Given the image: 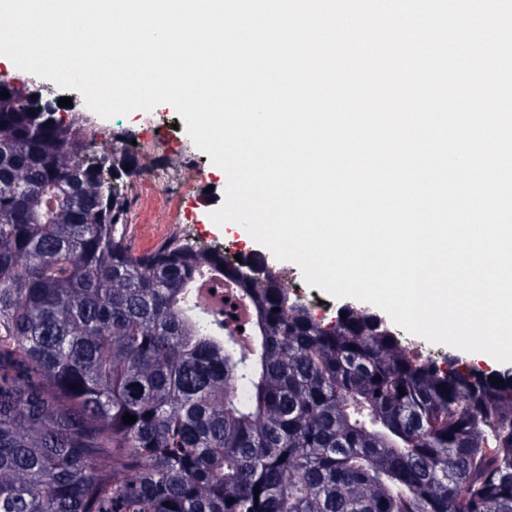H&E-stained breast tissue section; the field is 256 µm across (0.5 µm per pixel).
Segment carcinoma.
<instances>
[{"mask_svg":"<svg viewBox=\"0 0 512 512\" xmlns=\"http://www.w3.org/2000/svg\"><path fill=\"white\" fill-rule=\"evenodd\" d=\"M5 90L0 512H512L511 370L358 306L319 320L257 252L131 254L132 135L105 155L75 106ZM211 271L246 335L194 304ZM400 329L402 331L401 336L403 338L404 345L414 351L420 352V351H424V350H430L436 354L451 352V353L456 354L464 359H467L470 362H475L481 368L487 369V370H490V369L503 370V369L512 368V363H500V362L496 361L491 356H488V357L474 356L468 352H465L463 350H460V349L452 347V346H448V345H444V344H433L420 336L407 333L402 328H400Z\"/></svg>","mask_w":512,"mask_h":512,"instance_id":"cac0c4a2","label":"carcinoma"}]
</instances>
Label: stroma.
I'll return each mask as SVG.
<instances>
[{
  "label": "stroma",
  "instance_id": "obj_1",
  "mask_svg": "<svg viewBox=\"0 0 512 512\" xmlns=\"http://www.w3.org/2000/svg\"><path fill=\"white\" fill-rule=\"evenodd\" d=\"M185 125V120L170 104L162 103L149 112L137 109L109 119L95 118L93 134L100 143L111 141L113 133L120 131L129 132L139 142L147 139L162 142L160 152L140 155L139 172L125 181L128 197L140 204L144 223L153 221L149 203L156 188L150 181L151 171L166 169L170 174H178L181 161L186 159L198 168L197 187L193 192L178 197L177 206L179 211L190 212L191 223L199 227L200 239L229 246L239 244L248 252L261 251V244L241 225L228 223L220 226L213 222L212 212L224 202V172L212 163L207 153L196 148Z\"/></svg>",
  "mask_w": 512,
  "mask_h": 512
}]
</instances>
